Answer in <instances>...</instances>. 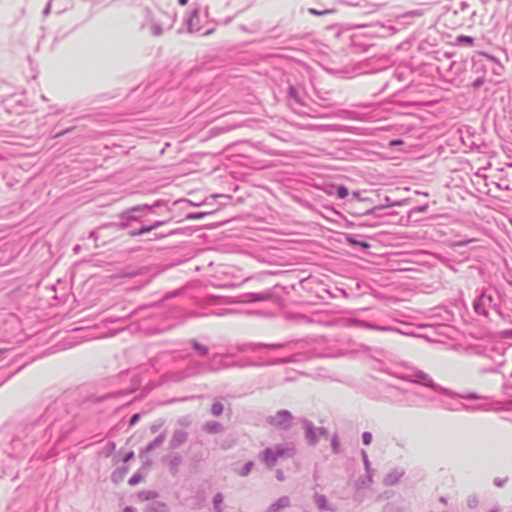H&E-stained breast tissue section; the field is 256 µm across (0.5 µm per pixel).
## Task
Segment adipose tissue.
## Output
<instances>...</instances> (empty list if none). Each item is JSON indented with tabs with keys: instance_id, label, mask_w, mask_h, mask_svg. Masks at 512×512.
Here are the masks:
<instances>
[{
	"instance_id": "1",
	"label": "adipose tissue",
	"mask_w": 512,
	"mask_h": 512,
	"mask_svg": "<svg viewBox=\"0 0 512 512\" xmlns=\"http://www.w3.org/2000/svg\"><path fill=\"white\" fill-rule=\"evenodd\" d=\"M82 7V0H29L28 24L35 39L32 48L40 62V79L48 94L78 93L123 66L152 37L131 14L106 19L105 41L88 36L72 45L56 43L54 31L67 23Z\"/></svg>"
}]
</instances>
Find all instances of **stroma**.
<instances>
[{
	"label": "stroma",
	"mask_w": 512,
	"mask_h": 512,
	"mask_svg": "<svg viewBox=\"0 0 512 512\" xmlns=\"http://www.w3.org/2000/svg\"><path fill=\"white\" fill-rule=\"evenodd\" d=\"M26 2L0 512H512V0H83L154 42L68 98Z\"/></svg>",
	"instance_id": "obj_1"
}]
</instances>
